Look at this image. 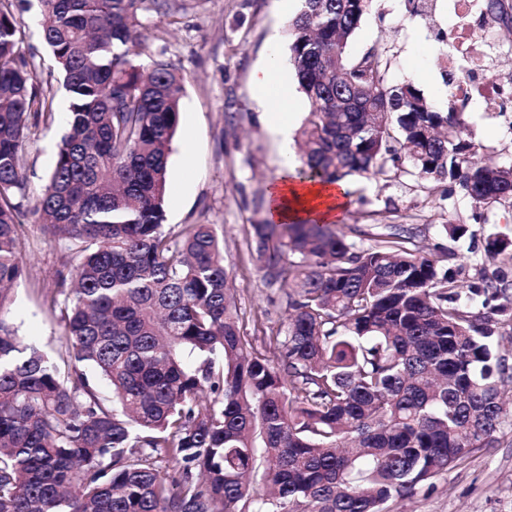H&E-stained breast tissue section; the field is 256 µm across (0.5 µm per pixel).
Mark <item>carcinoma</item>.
Returning <instances> with one entry per match:
<instances>
[{
    "label": "carcinoma",
    "instance_id": "obj_1",
    "mask_svg": "<svg viewBox=\"0 0 512 512\" xmlns=\"http://www.w3.org/2000/svg\"><path fill=\"white\" fill-rule=\"evenodd\" d=\"M0 0V512H385L498 442L512 280L443 268L385 225L364 246L328 224L251 225L288 323L269 357L240 334L214 224L163 229L182 79L128 58L163 0H38L69 132L34 214L79 262L52 360L1 317L22 277L17 194L34 86L15 9ZM289 58L309 101L298 174L409 173L512 206V163L478 158L459 112L387 79L379 44L352 60L361 0H301ZM485 10L512 23L508 0ZM112 387L102 398L80 366Z\"/></svg>",
    "mask_w": 512,
    "mask_h": 512
}]
</instances>
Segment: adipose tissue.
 I'll return each instance as SVG.
<instances>
[{"instance_id": "obj_1", "label": "adipose tissue", "mask_w": 512, "mask_h": 512, "mask_svg": "<svg viewBox=\"0 0 512 512\" xmlns=\"http://www.w3.org/2000/svg\"><path fill=\"white\" fill-rule=\"evenodd\" d=\"M261 98L267 99L271 110L265 118L276 131L282 145H289L293 125L292 100L289 87L283 79L277 62H270L254 80ZM292 161H285L283 169L269 189L272 206L268 213L271 221L291 222L303 219L331 223L345 201L343 183H324L298 179L294 176Z\"/></svg>"}]
</instances>
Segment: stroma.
Instances as JSON below:
<instances>
[{
  "label": "stroma",
  "instance_id": "obj_1",
  "mask_svg": "<svg viewBox=\"0 0 512 512\" xmlns=\"http://www.w3.org/2000/svg\"><path fill=\"white\" fill-rule=\"evenodd\" d=\"M298 0H168L167 9L139 16L144 41L131 61L136 65L162 59L182 76L179 124L168 158L164 229L177 235L185 224H216L224 234V264L243 315L244 335L257 339L275 355L272 332L287 319L279 286L267 285L253 254V223L267 214L271 183L283 167L280 142L259 119L263 102L254 75L277 59L295 98L294 129H301L309 103L300 91L289 60V22ZM24 34L23 52L36 73L35 85L54 96L55 121L37 124L23 151L26 189L18 196L26 237L24 275L13 289L4 317L25 341L49 355L65 348L64 325L47 303L62 290L60 273L76 260L64 246L43 234L32 213L37 196L54 166L57 146L67 128L70 99L62 86L49 48L43 41L37 8L17 12ZM448 25V0H435L424 13H411L407 0H369L349 53L369 46L388 49V80L419 88L437 109L453 110L443 79L448 46L437 36ZM467 133L483 159L512 162V121L495 102L473 103L463 114ZM349 195L335 224H388L400 214L419 225L416 247L445 260L456 251V264L470 275L502 268L512 277V255L489 261L488 243H512V207L476 205L469 198L447 195L446 184L408 173L348 178ZM462 224L467 232L452 240L443 227ZM386 512H512V404L502 416L500 441L482 448L463 464L418 487L408 499H397Z\"/></svg>",
  "mask_w": 512,
  "mask_h": 512
}]
</instances>
